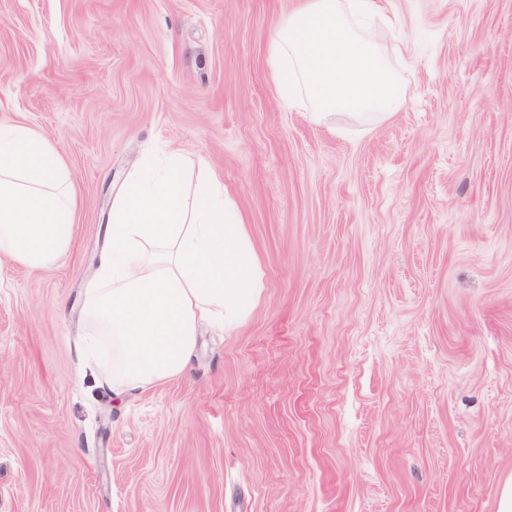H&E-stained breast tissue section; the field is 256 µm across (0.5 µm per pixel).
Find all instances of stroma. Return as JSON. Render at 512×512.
I'll return each mask as SVG.
<instances>
[{"label":"stroma","mask_w":512,"mask_h":512,"mask_svg":"<svg viewBox=\"0 0 512 512\" xmlns=\"http://www.w3.org/2000/svg\"><path fill=\"white\" fill-rule=\"evenodd\" d=\"M300 0H0V123L73 173L58 263L0 262V512H499L512 483V0H391L385 121L289 109ZM241 211L266 287L124 397L80 354L132 171Z\"/></svg>","instance_id":"35a3bbf8"}]
</instances>
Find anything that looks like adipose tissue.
I'll return each mask as SVG.
<instances>
[{
  "label": "adipose tissue",
  "mask_w": 512,
  "mask_h": 512,
  "mask_svg": "<svg viewBox=\"0 0 512 512\" xmlns=\"http://www.w3.org/2000/svg\"><path fill=\"white\" fill-rule=\"evenodd\" d=\"M172 154L135 172L105 229L102 282L86 315L112 347V390L131 394L184 375L198 331L241 323L265 281L241 212L214 182L187 193ZM72 174L26 125L0 124V261H59L75 233Z\"/></svg>",
  "instance_id": "adipose-tissue-1"
}]
</instances>
